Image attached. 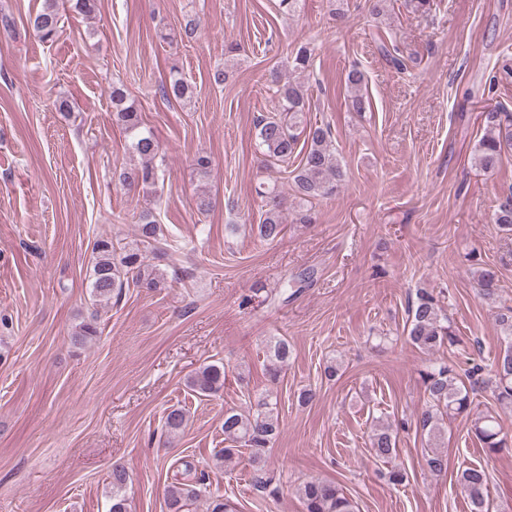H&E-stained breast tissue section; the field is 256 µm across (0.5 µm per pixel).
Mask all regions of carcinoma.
I'll return each mask as SVG.
<instances>
[{"label": "carcinoma", "instance_id": "obj_1", "mask_svg": "<svg viewBox=\"0 0 512 512\" xmlns=\"http://www.w3.org/2000/svg\"><path fill=\"white\" fill-rule=\"evenodd\" d=\"M27 27L42 42L56 40L60 32L61 16L58 0H44L40 10L28 15ZM289 69L306 73L312 66V50L301 45L287 56ZM351 96L350 109L364 112L370 107L369 99L362 93V76L352 70L347 76ZM270 81L276 86L277 111L262 115L256 120L257 146L270 161L286 163L295 151L302 153L293 178L294 197L298 200L297 224L313 223L307 203L336 195L345 182V170L333 144L330 125H307L303 85L292 80L281 81L277 72L270 73ZM164 97L187 101L193 97V89L183 78L178 67L170 68L168 78L161 85ZM112 119L132 135L131 153L137 158L126 163L116 172L119 185L127 190L155 194L162 170L156 163L161 147L153 133L143 127L140 112L120 85H112ZM487 129L476 148L475 165L485 172L497 169L512 150V113L489 112ZM257 194L264 198V211L257 224V234L264 241L278 240L284 231L285 198L278 188L261 182ZM493 222L499 229L512 235V191L499 199L493 214ZM137 240L116 248L109 237L101 236L93 248V263L89 274L90 296L93 304L118 303L125 289L133 286L154 292L166 287V274L147 263L143 249L159 242L163 229L151 209H143L136 221ZM477 297L489 304L498 302V274L491 267L481 266L475 271ZM501 338L505 345L503 354L497 356L491 366L472 362L464 371L453 364L430 360L418 370V376L428 401L417 414L415 424L427 435V452L424 457L427 470L442 476L447 472L448 461L444 451V436L440 426L443 417L460 418L470 424V431L489 457H495L512 447V436L504 431L499 418L491 411H482L475 403L476 394L490 390L500 405L512 406V306L501 305L497 313ZM404 331L406 340L425 353L441 348H457L462 344L454 323L439 306L433 292L421 289L416 300L408 308V320ZM99 336L98 311L75 326L72 338L83 345ZM292 357L287 340L274 337L267 345L268 372L275 381ZM186 385L195 393L210 396L224 387V363L216 361L189 374ZM164 427L171 435H178L186 427V412L181 407H171L164 417ZM280 433L277 403L270 395L258 397L255 409L242 414L235 409L224 412L225 439L249 450L253 470V482L260 488L268 485L266 477V453ZM370 453L374 459L388 462L396 453L397 433L382 418L374 420L369 437ZM129 476L124 467L112 468L110 485L112 505L110 512H130L126 493ZM470 504V512H490L488 501L489 473L480 466L463 469L456 480ZM304 512H357L356 502L339 484L327 480H310L298 490ZM199 497L191 484L172 485L166 490L167 512H189Z\"/></svg>", "mask_w": 512, "mask_h": 512}]
</instances>
